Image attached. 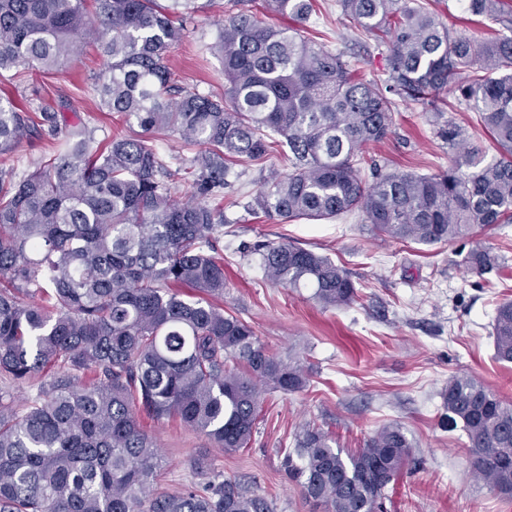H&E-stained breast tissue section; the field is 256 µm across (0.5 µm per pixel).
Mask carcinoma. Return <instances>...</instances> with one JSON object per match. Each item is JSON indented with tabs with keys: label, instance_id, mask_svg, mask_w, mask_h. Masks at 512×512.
<instances>
[{
	"label": "carcinoma",
	"instance_id": "1",
	"mask_svg": "<svg viewBox=\"0 0 512 512\" xmlns=\"http://www.w3.org/2000/svg\"><path fill=\"white\" fill-rule=\"evenodd\" d=\"M505 0H465L473 15L512 30ZM363 32L389 41L386 86L355 78L343 55L249 10L222 20L216 49L224 93L174 87L167 55L186 33L195 0H0V73L57 70L100 36L107 62L94 91L101 108L145 133H177L205 150L191 160L184 199L164 179L172 157L120 134L90 149L94 130L64 113L32 116L0 97V155L45 131L56 153L16 181L0 171V512H272L231 478L176 493L157 489L163 467L139 414L177 418L227 453L249 447L263 394L309 384L298 361L277 358L252 327L212 302L224 297L218 257L224 209L202 202L224 190L228 163L272 153L289 173L257 192L251 210L293 221L354 210L378 234L420 245L473 241L512 223V36L456 34L423 0H338ZM266 12L302 20L311 0H265ZM453 87L473 103L496 155L464 146L450 122L438 137L460 150L434 174L374 172L360 178L361 148L387 137L391 96L435 102ZM267 278L310 288L323 308L358 298L345 269L291 243L254 246ZM480 274L495 256L475 244L464 258ZM495 358L512 363V301L493 326ZM55 367L51 380L15 403L11 387ZM448 422L465 433L472 473L512 497V403L477 380L448 382ZM304 426L288 472L323 512H382L385 488L410 455L393 423L364 448L334 447Z\"/></svg>",
	"mask_w": 512,
	"mask_h": 512
}]
</instances>
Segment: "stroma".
I'll use <instances>...</instances> for the list:
<instances>
[{"label":"stroma","instance_id":"1","mask_svg":"<svg viewBox=\"0 0 512 512\" xmlns=\"http://www.w3.org/2000/svg\"><path fill=\"white\" fill-rule=\"evenodd\" d=\"M199 2L168 64L178 86L220 92L224 65L211 46L222 18L235 6L232 0ZM429 7L454 31L483 38L502 31L493 21L465 13L461 0H429ZM300 28L307 38L355 63L359 78L387 79V45L352 28L337 0H313V12ZM82 38L83 53L53 73L34 69L21 83L1 76L0 96L79 118L95 127L99 140L113 133L145 137L149 146L176 155L178 166L188 167L198 146L176 134L143 136L136 123L100 111L94 84L106 63L96 52V34L86 30ZM393 112L391 133L363 149V182H372L376 168L431 174L450 166L452 156L435 135L430 104L399 100ZM54 149L47 134H30L13 153L0 155V169L22 177ZM288 172L281 157L266 156L248 163L241 176H230L217 199L224 208L218 246L227 283L223 304L253 327L271 354L308 367L310 385L296 393L266 395L251 447L235 453L215 447L179 420L141 416L163 455L161 487L174 492L205 483V476L187 467L190 459L201 458L210 470L265 498L273 512H315L285 469L295 434L310 424L329 432L340 448L355 451L380 427L395 422L413 447V459L387 486L384 512H512V498L498 496L473 477L465 435L448 429L442 397L449 380L468 375L512 402V364L497 362L492 337L497 306L512 300V224L482 234L483 246L498 263L479 275L462 263L471 248L466 241L430 247L397 242L377 235L357 213L333 221L276 223L249 211L261 184ZM265 240L329 256L347 271L359 300L325 309L308 289L272 284L252 251Z\"/></svg>","mask_w":512,"mask_h":512}]
</instances>
